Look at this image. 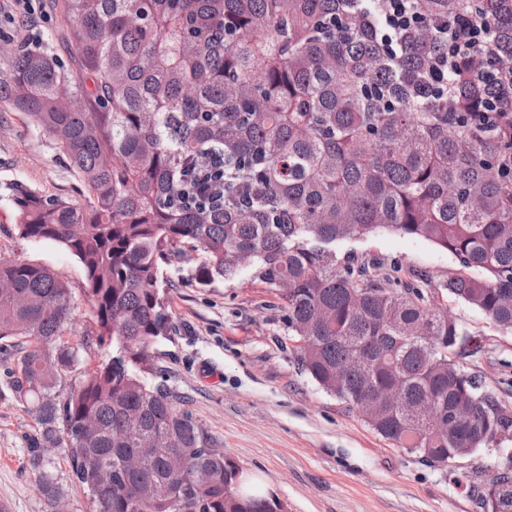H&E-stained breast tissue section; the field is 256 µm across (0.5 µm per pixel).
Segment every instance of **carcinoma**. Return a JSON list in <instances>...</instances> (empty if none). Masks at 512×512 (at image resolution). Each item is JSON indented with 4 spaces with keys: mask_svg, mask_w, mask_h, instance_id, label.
<instances>
[{
    "mask_svg": "<svg viewBox=\"0 0 512 512\" xmlns=\"http://www.w3.org/2000/svg\"><path fill=\"white\" fill-rule=\"evenodd\" d=\"M76 71L23 46L0 100L53 137L87 204L21 187L16 224L82 267L95 329L64 339L71 288L0 256V341L14 397L35 413L27 448L51 507L68 490L91 512H284L163 383L145 380L167 335L164 265L190 249L202 286L251 267L280 291L298 365L348 408L402 382L368 426L443 462L512 444V401L458 376L483 351L436 301L447 293L512 331V106L483 112L479 65H512V0H413L419 23L382 45L378 0H61ZM489 23L500 47L464 55L448 86H420L453 19ZM83 98L66 111L60 84ZM390 230L476 271L374 278L339 241ZM104 349L92 365V346ZM359 350L369 370L340 374ZM486 512H512V468ZM63 448L62 445L60 448L56 449L54 461L61 481L64 484L67 483L70 488L69 496L64 502V508L67 510L66 512H89V510H91L90 504L82 490H80L79 487H72L70 485L68 461Z\"/></svg>",
    "mask_w": 512,
    "mask_h": 512,
    "instance_id": "obj_1",
    "label": "carcinoma"
}]
</instances>
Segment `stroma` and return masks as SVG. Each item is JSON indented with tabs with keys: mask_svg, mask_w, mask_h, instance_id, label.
<instances>
[{
	"mask_svg": "<svg viewBox=\"0 0 512 512\" xmlns=\"http://www.w3.org/2000/svg\"><path fill=\"white\" fill-rule=\"evenodd\" d=\"M22 45L73 64V34L55 0H33L27 12L17 0H0L1 81L10 78ZM19 185L85 201L83 184L54 139L0 101V255L49 267L81 296L84 272L72 256L19 235L13 205ZM337 250L375 263L380 275L427 272L435 286L460 270L447 252L392 231ZM194 267L187 256L164 270L173 328L154 343L153 365L225 454L276 493L286 512H483L473 487L495 475V452L482 449L441 469L384 440L301 371L277 289L252 268L234 281L202 286ZM442 304L487 347L462 360L463 370L511 394L512 333L461 301L446 297ZM36 428L34 414L0 376V505L6 512H51L26 451Z\"/></svg>",
	"mask_w": 512,
	"mask_h": 512,
	"instance_id": "stroma-1",
	"label": "stroma"
}]
</instances>
